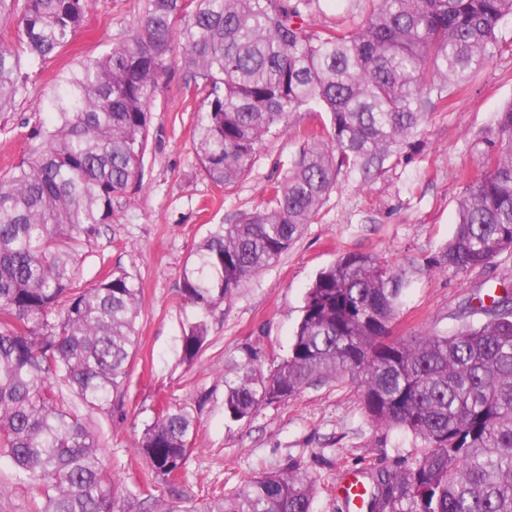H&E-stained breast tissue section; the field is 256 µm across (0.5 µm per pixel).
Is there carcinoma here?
Instances as JSON below:
<instances>
[{
    "instance_id": "cac0c4a2",
    "label": "carcinoma",
    "mask_w": 512,
    "mask_h": 512,
    "mask_svg": "<svg viewBox=\"0 0 512 512\" xmlns=\"http://www.w3.org/2000/svg\"><path fill=\"white\" fill-rule=\"evenodd\" d=\"M93 0H0V112L25 90L23 68L55 57ZM314 0H143L135 29L59 74L26 158L0 179V454L31 491L32 512H119L87 416L119 403L139 344L141 289L128 272L74 286L76 246L143 187L150 105L175 56L200 96L194 150L229 189L266 137L299 112L329 120L302 132L263 201L197 243L180 275L200 318L180 340L192 362L208 315L278 262L343 171L392 155L504 46L512 0H368L353 26L319 32ZM479 151L481 175L458 200L436 272L465 274L512 253V101ZM402 293L393 266L349 252L306 292L288 354L267 376L246 364L227 386L234 421L322 379L360 387L367 420L411 434L403 470L369 473L368 512H512V284L474 297L446 332L391 338ZM480 312L477 325L467 321ZM194 417L160 413L136 453L177 481ZM316 482L296 462L203 505L149 496L154 512H312Z\"/></svg>"
}]
</instances>
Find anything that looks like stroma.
Here are the masks:
<instances>
[{
    "label": "stroma",
    "instance_id": "35a3bbf8",
    "mask_svg": "<svg viewBox=\"0 0 512 512\" xmlns=\"http://www.w3.org/2000/svg\"><path fill=\"white\" fill-rule=\"evenodd\" d=\"M140 0H94L84 25L54 58L27 64L26 90L0 113V178L28 152L38 106L60 71L106 51L134 28ZM367 0H315V30L360 22ZM512 101V53L504 52L475 76L449 106L435 105L411 145L401 146L369 173L340 175L314 223L273 267L255 276L208 318L209 336L198 357L180 359V338L197 319L179 293L180 272L191 249L216 225L235 223L260 200L263 186L280 178V160L299 145L298 131L321 114L300 113L295 126L260 147L249 176L232 189L214 186L193 149L198 100L180 63H173L151 106L150 145L143 188L115 203L111 221L79 245L76 285L94 283L102 271L132 274L142 289L141 344L118 407L92 415L104 463L119 506L151 480L134 446L144 428L167 408L195 418L192 451L180 481L154 482V496L202 503L232 491L243 478L298 462L316 482L313 512H342L336 485L352 471L399 469L412 438L372 427L357 387L323 381L300 394L261 407L250 420L224 411L227 383L252 363L262 374L286 356L302 315L307 288L347 252H364L403 275V305L391 336L410 340L458 326L465 301L478 290L512 279V255L465 274L434 273L427 264L452 237L457 202L480 171L473 147L489 136L497 112ZM152 481V480H151Z\"/></svg>",
    "mask_w": 512,
    "mask_h": 512
}]
</instances>
